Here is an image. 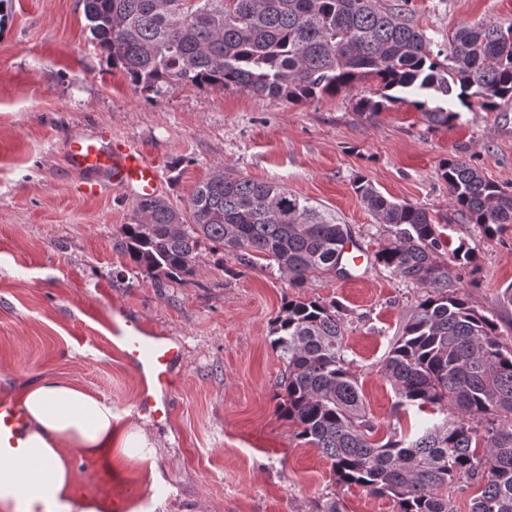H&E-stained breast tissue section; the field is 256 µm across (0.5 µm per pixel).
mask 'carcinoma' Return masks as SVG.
<instances>
[{
	"mask_svg": "<svg viewBox=\"0 0 512 512\" xmlns=\"http://www.w3.org/2000/svg\"><path fill=\"white\" fill-rule=\"evenodd\" d=\"M92 40L135 89L159 94L191 84L299 103L349 91L367 77L374 96L361 113L406 104L434 125L460 113L435 102L455 97L485 111L512 101V27H459L439 45L378 0H82ZM448 199L492 239L512 224V191L463 158L440 168ZM360 202L388 226L375 260L417 284V300L382 364L395 406L443 415L414 436L376 438L348 358L336 303L286 301L271 346L285 366L277 409L299 438L330 461L333 480L392 498L399 512H456L449 489L473 485L471 512H512V343L470 305L451 269L475 261L443 238L429 212L384 196L359 178ZM118 246L147 277L195 273L204 252L249 264L259 255L303 288L319 275L350 277L351 234L275 182L214 167L187 210L163 198L134 204Z\"/></svg>",
	"mask_w": 512,
	"mask_h": 512,
	"instance_id": "obj_1",
	"label": "carcinoma"
}]
</instances>
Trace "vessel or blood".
Here are the masks:
<instances>
[{
	"label": "vessel or blood",
	"instance_id": "vessel-or-blood-1",
	"mask_svg": "<svg viewBox=\"0 0 512 512\" xmlns=\"http://www.w3.org/2000/svg\"><path fill=\"white\" fill-rule=\"evenodd\" d=\"M65 153L73 168L104 174L111 183L128 189L134 197L150 198L156 196L161 188L157 165L131 145L97 138H74L67 142ZM113 344L127 362L148 372L153 379L155 390L139 395L138 411L158 421L169 420L172 406L167 394L171 370L182 357L180 346L167 337L153 335L149 326L132 318L125 319L123 327L115 330ZM25 424L22 401L14 396L1 395L0 445L18 447L24 436Z\"/></svg>",
	"mask_w": 512,
	"mask_h": 512
}]
</instances>
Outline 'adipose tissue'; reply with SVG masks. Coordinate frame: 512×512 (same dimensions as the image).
I'll list each match as a JSON object with an SVG mask.
<instances>
[{"label":"adipose tissue","mask_w":512,"mask_h":512,"mask_svg":"<svg viewBox=\"0 0 512 512\" xmlns=\"http://www.w3.org/2000/svg\"><path fill=\"white\" fill-rule=\"evenodd\" d=\"M23 405L28 424L22 456L38 481L27 495H19L11 470L0 461V501L24 499L26 512L47 503L67 512L75 486L68 449L95 455L111 447L117 414L107 400L48 377L26 385Z\"/></svg>","instance_id":"obj_1"}]
</instances>
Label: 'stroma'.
I'll use <instances>...</instances> for the list:
<instances>
[{
    "label": "stroma",
    "instance_id": "1",
    "mask_svg": "<svg viewBox=\"0 0 512 512\" xmlns=\"http://www.w3.org/2000/svg\"><path fill=\"white\" fill-rule=\"evenodd\" d=\"M407 2L411 23L437 43L463 24L512 26V0ZM0 8V395L22 396L50 376L108 400L120 421L110 449L71 452L75 496L88 506L128 499L127 512H399L388 497L335 484L330 463L276 412L285 366L270 345L285 300L332 302L381 437L417 425L395 413L381 366L421 294L374 262L390 234L354 191L364 177L389 198L429 211L444 235L477 257L462 269L468 300L512 341V227L487 239L448 203L443 161L459 156L497 183L512 184V102L473 107L448 126L398 105L375 115L352 92L301 104L242 89L134 90L95 46L81 0H4ZM141 148L158 165L161 195L186 207L214 165L280 183L348 225L360 255L350 278L291 287L266 260L244 266L206 253L180 281L140 274L116 247L134 199L113 188L88 194L68 169L72 138ZM138 318L183 348L169 397L170 422L140 414L142 377L112 346L118 314Z\"/></svg>",
    "mask_w": 512,
    "mask_h": 512
}]
</instances>
